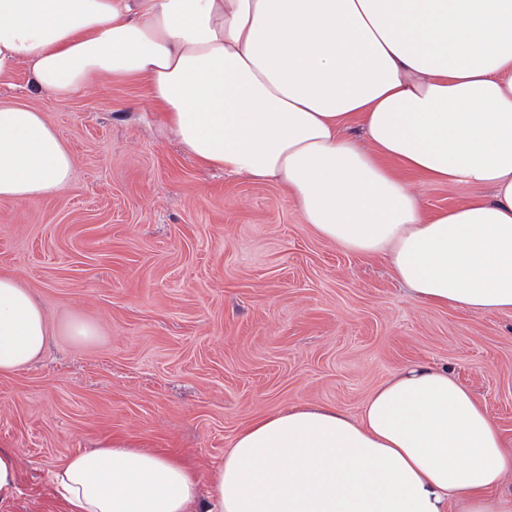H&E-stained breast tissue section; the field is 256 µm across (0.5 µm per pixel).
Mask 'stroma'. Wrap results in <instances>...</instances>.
I'll use <instances>...</instances> for the list:
<instances>
[{
    "mask_svg": "<svg viewBox=\"0 0 512 512\" xmlns=\"http://www.w3.org/2000/svg\"><path fill=\"white\" fill-rule=\"evenodd\" d=\"M4 101L44 111L74 157L67 193L0 200V271L50 328L36 361L0 375V448L20 461L8 512H64L51 472L117 437L180 453L207 485L256 416L358 415L410 363L448 368L512 441V315L411 300L383 262L304 224L281 185L200 166L138 81L55 99L21 66ZM408 180L430 212L474 192ZM76 320L91 339L68 335Z\"/></svg>",
    "mask_w": 512,
    "mask_h": 512,
    "instance_id": "35a3bbf8",
    "label": "stroma"
}]
</instances>
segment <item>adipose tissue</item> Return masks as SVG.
Segmentation results:
<instances>
[{
  "instance_id": "adipose-tissue-1",
  "label": "adipose tissue",
  "mask_w": 512,
  "mask_h": 512,
  "mask_svg": "<svg viewBox=\"0 0 512 512\" xmlns=\"http://www.w3.org/2000/svg\"><path fill=\"white\" fill-rule=\"evenodd\" d=\"M19 65L55 98L145 80L199 164L279 183L320 237L383 259L416 302L512 314V0H0V79ZM72 167L44 112L0 103V200L63 193ZM406 171L475 192L431 213ZM47 341L43 308L0 272V373ZM509 473L475 395L415 363L359 416L256 418L203 496L182 459L122 438L51 483L66 512H512Z\"/></svg>"
}]
</instances>
